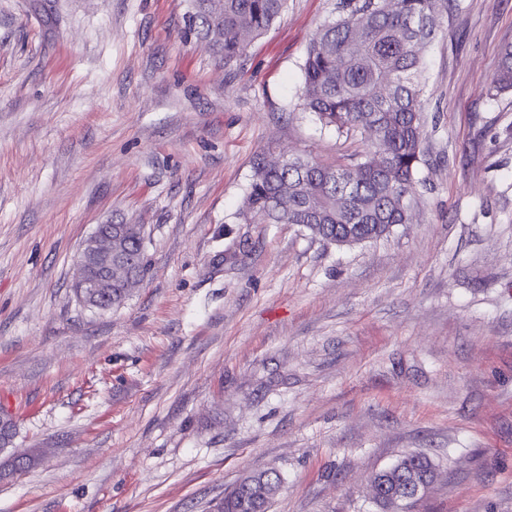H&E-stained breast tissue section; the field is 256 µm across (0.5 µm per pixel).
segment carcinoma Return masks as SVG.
<instances>
[{"mask_svg":"<svg viewBox=\"0 0 512 512\" xmlns=\"http://www.w3.org/2000/svg\"><path fill=\"white\" fill-rule=\"evenodd\" d=\"M287 0H190L196 38L233 66L281 16ZM441 27L437 0H341L339 17L321 25L301 66V109L340 136L361 135L369 148L357 163L331 166L304 155L253 163L239 219L244 224H302L336 245L389 235L409 221V196L424 161L423 52ZM492 95L512 92V44L500 51ZM378 149L388 155L374 164ZM112 249L126 265L112 273L107 297L123 304L147 272L141 224L112 225ZM414 474L431 479L424 454L404 455ZM249 487L224 495L214 512H268L282 477L275 470L243 477Z\"/></svg>","mask_w":512,"mask_h":512,"instance_id":"obj_1","label":"carcinoma"}]
</instances>
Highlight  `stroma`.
I'll use <instances>...</instances> for the list:
<instances>
[{"instance_id":"35a3bbf8","label":"stroma","mask_w":512,"mask_h":512,"mask_svg":"<svg viewBox=\"0 0 512 512\" xmlns=\"http://www.w3.org/2000/svg\"><path fill=\"white\" fill-rule=\"evenodd\" d=\"M340 0H287L237 66L188 0H0V512H378L370 479L433 462L419 512H512V93H488L512 0H454L425 51L410 220L337 246L237 214L257 155L367 149L298 99ZM100 224H140L122 305L73 290ZM249 487L240 492L224 495L215 507V512H267L276 489L282 486V477L275 470L251 473L242 478Z\"/></svg>"}]
</instances>
